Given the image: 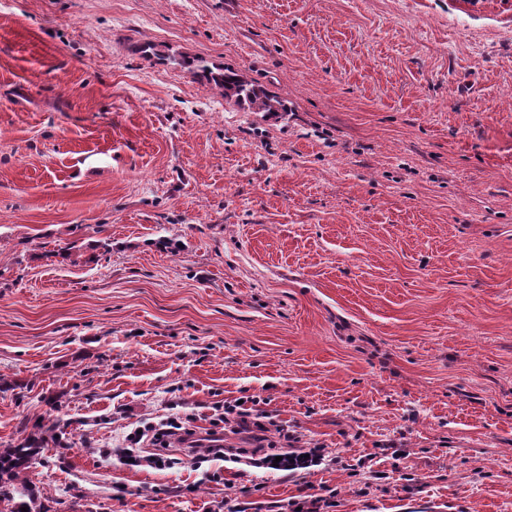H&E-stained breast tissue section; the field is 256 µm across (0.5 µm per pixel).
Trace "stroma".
Listing matches in <instances>:
<instances>
[{"mask_svg":"<svg viewBox=\"0 0 512 512\" xmlns=\"http://www.w3.org/2000/svg\"><path fill=\"white\" fill-rule=\"evenodd\" d=\"M3 381L46 512H512V0H0ZM251 395L323 463L102 454ZM140 51L145 56L155 55L162 61L186 69L193 77L205 81L211 89L216 90L227 101L247 107L252 112L276 116L279 112H285L288 109L285 99L268 92L241 71L224 66H210L202 58L183 54L161 55L155 52L151 45L141 47ZM330 491L329 496H322L318 494H310L303 499L294 500L287 502L286 505L282 506L285 510L289 509L290 512H328V508L334 507V494ZM301 507L300 511H296V508Z\"/></svg>","mask_w":512,"mask_h":512,"instance_id":"35a3bbf8","label":"stroma"}]
</instances>
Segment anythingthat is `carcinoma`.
Returning a JSON list of instances; mask_svg holds the SVG:
<instances>
[{"label": "carcinoma", "mask_w": 512, "mask_h": 512, "mask_svg": "<svg viewBox=\"0 0 512 512\" xmlns=\"http://www.w3.org/2000/svg\"><path fill=\"white\" fill-rule=\"evenodd\" d=\"M158 58L187 70L193 77L206 82L211 89L224 96V99L238 106L269 116L288 111L285 99L268 92L241 71L224 66H211L201 58L183 54H160ZM55 427L57 424L49 426L38 417L34 423L37 432L11 448L0 450V503L8 505L7 512H21L23 507L28 508V512H35V491L22 475L43 452L41 432L51 431Z\"/></svg>", "instance_id": "obj_1"}]
</instances>
